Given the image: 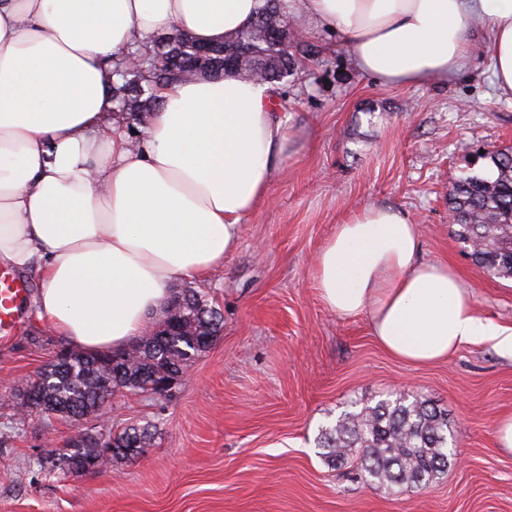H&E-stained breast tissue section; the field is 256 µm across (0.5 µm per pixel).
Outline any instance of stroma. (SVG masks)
Instances as JSON below:
<instances>
[{"instance_id":"1","label":"stroma","mask_w":512,"mask_h":512,"mask_svg":"<svg viewBox=\"0 0 512 512\" xmlns=\"http://www.w3.org/2000/svg\"><path fill=\"white\" fill-rule=\"evenodd\" d=\"M299 30L319 54L279 83L291 140L267 199L246 216L221 268L189 288L220 310L223 328L163 397L123 391L106 420L73 423L16 402L65 340L26 309L0 334V512H512V450L496 427L512 414V353L462 347L417 367L387 355L368 314L342 319L321 301L316 254L368 206L406 212L421 256L454 265L482 317L512 325V280L489 276L448 222L455 182L489 166L481 152L512 148V99L497 94L485 50L445 80L393 85L360 73L335 32ZM448 414L459 460L422 489L363 483L332 466L322 430L350 408L396 395ZM148 429L138 458L78 476L41 462L75 427Z\"/></svg>"}]
</instances>
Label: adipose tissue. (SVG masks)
<instances>
[{
	"label": "adipose tissue",
	"instance_id": "1",
	"mask_svg": "<svg viewBox=\"0 0 512 512\" xmlns=\"http://www.w3.org/2000/svg\"><path fill=\"white\" fill-rule=\"evenodd\" d=\"M265 0H0V263L35 269L37 314L83 351L142 336L177 281L221 266L265 199L291 132L275 87L228 74L159 92L131 144L108 72L177 26L217 43ZM336 30L362 73L392 84L456 76L466 34L487 19L495 85L512 97V0H282ZM402 211L371 206L320 250L315 281L343 318L368 313L390 356L417 366L512 326L482 318L455 268L420 258Z\"/></svg>",
	"mask_w": 512,
	"mask_h": 512
}]
</instances>
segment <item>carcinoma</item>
<instances>
[{
    "label": "carcinoma",
    "mask_w": 512,
    "mask_h": 512,
    "mask_svg": "<svg viewBox=\"0 0 512 512\" xmlns=\"http://www.w3.org/2000/svg\"><path fill=\"white\" fill-rule=\"evenodd\" d=\"M279 0H267V6L247 27L224 42L212 46L219 55L244 46L249 55L239 58L231 70L244 80L278 83L293 74L303 61L318 54L316 45L301 38L296 41L288 61L280 60L278 50L267 40L268 28L281 22ZM148 52L160 62L142 81L143 95L128 94L121 76L110 86L115 111L122 114L149 112L159 106L157 90L189 78L183 71L184 58L194 55L193 46L182 51V59L170 62L173 48L148 41ZM492 174L467 175L457 182L449 198V208L458 215L457 240L470 251L474 261L493 276L512 279V266L496 264L492 254L508 248L512 238V149L487 152ZM168 315L181 320V331L162 335L166 324L141 337L113 355L69 352L42 370L40 379L31 382L22 406L35 405L75 422L94 412L105 389L150 391L153 377H172L182 373L188 362L204 352L222 328L221 314L197 292L186 290L172 297ZM448 415L418 397L401 395L382 400L358 411L340 414L335 425L321 435V447L327 461L346 464L355 457L364 480L377 481L392 488L407 485L424 488L456 462V453L448 447ZM148 432L128 428L107 433L98 441L80 429L72 437V446L62 454L51 455L41 466L51 472L67 474L77 458L107 464L118 458H134L147 444Z\"/></svg>",
    "instance_id": "carcinoma-1"
}]
</instances>
